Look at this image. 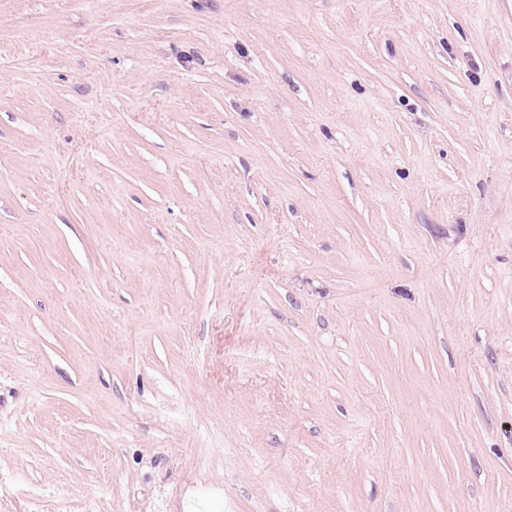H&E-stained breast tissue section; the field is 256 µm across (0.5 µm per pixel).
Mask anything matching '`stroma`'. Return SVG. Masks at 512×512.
I'll return each mask as SVG.
<instances>
[{
    "label": "stroma",
    "instance_id": "1",
    "mask_svg": "<svg viewBox=\"0 0 512 512\" xmlns=\"http://www.w3.org/2000/svg\"><path fill=\"white\" fill-rule=\"evenodd\" d=\"M0 512H512V0H0Z\"/></svg>",
    "mask_w": 512,
    "mask_h": 512
}]
</instances>
